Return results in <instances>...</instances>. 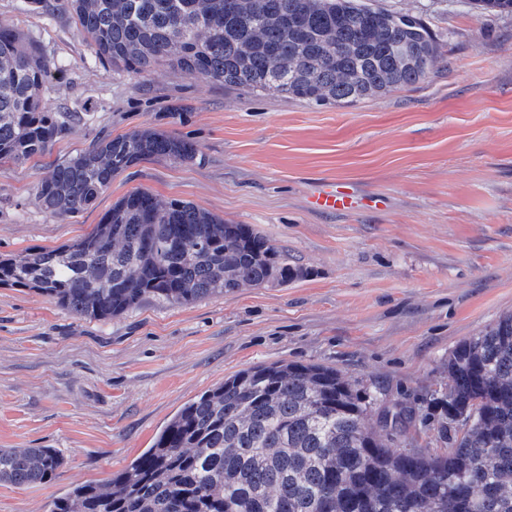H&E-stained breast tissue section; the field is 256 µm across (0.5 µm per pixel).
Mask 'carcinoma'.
I'll return each mask as SVG.
<instances>
[{"mask_svg":"<svg viewBox=\"0 0 512 512\" xmlns=\"http://www.w3.org/2000/svg\"><path fill=\"white\" fill-rule=\"evenodd\" d=\"M512 13V0H470ZM65 14L114 71L146 77L166 65L251 94L309 105L358 102L412 85L390 48L409 34L437 46L417 19L363 0H25ZM64 66L0 20V163L50 151L77 112H49L42 93ZM198 147L142 128L103 136L58 161L36 188L40 205L72 217L112 177L152 158L192 164ZM298 276L248 224L193 203L134 190L68 245L0 256V286L36 290L89 319L146 298L189 304ZM445 453L413 448L414 412L394 405L401 440L367 421L378 396L319 364L242 370L187 402L153 446L104 484H84L51 512H512V314L458 345L445 366ZM62 466L53 448H0V484L34 485Z\"/></svg>","mask_w":512,"mask_h":512,"instance_id":"obj_1","label":"carcinoma"}]
</instances>
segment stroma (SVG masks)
Here are the masks:
<instances>
[{"label":"stroma","mask_w":512,"mask_h":512,"mask_svg":"<svg viewBox=\"0 0 512 512\" xmlns=\"http://www.w3.org/2000/svg\"><path fill=\"white\" fill-rule=\"evenodd\" d=\"M422 20L438 58L418 83L360 102L308 105L162 67L140 79L101 65L73 26L0 0V19L65 71L43 93L82 113L42 158L0 164V254L91 232L143 189L268 237L297 279L190 304L151 298L86 319L27 288L0 287V448H53L55 480L0 485V512H51L151 447L177 411L262 363H320L412 408L413 447L437 449L433 393L462 341L512 313V13L469 0H368ZM152 127L197 144L185 165L144 160L72 218L38 183L98 137ZM349 188V212L314 207Z\"/></svg>","instance_id":"1"}]
</instances>
